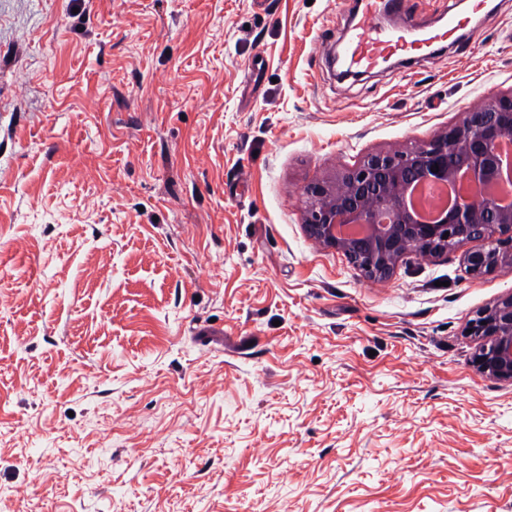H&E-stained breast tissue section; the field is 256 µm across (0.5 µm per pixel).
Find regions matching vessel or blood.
<instances>
[{
    "label": "vessel or blood",
    "mask_w": 512,
    "mask_h": 512,
    "mask_svg": "<svg viewBox=\"0 0 512 512\" xmlns=\"http://www.w3.org/2000/svg\"><path fill=\"white\" fill-rule=\"evenodd\" d=\"M385 13L393 18L387 29L377 23ZM468 23L463 16L449 17L446 25L427 31L419 40L415 37L419 23L401 11L400 0H365L363 15L347 37L344 66L349 71H367L380 68L398 53L430 54L434 45L455 39Z\"/></svg>",
    "instance_id": "1"
}]
</instances>
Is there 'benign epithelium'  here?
Instances as JSON below:
<instances>
[{"label":"benign epithelium","mask_w":512,"mask_h":512,"mask_svg":"<svg viewBox=\"0 0 512 512\" xmlns=\"http://www.w3.org/2000/svg\"><path fill=\"white\" fill-rule=\"evenodd\" d=\"M512 141V98L469 112L454 127L429 143L406 151L380 153L305 189V228L322 245L343 253L369 278H388L408 252L433 256L449 248L482 241L466 251L469 272L482 277L512 266V210L505 211L481 189L499 182L506 161L499 152ZM464 171L476 190L437 222L417 221L406 209V188L422 179L447 181ZM346 224H365L370 233L347 238L337 232ZM472 335L491 343L475 354L479 372L512 382V295L482 310L469 324Z\"/></svg>","instance_id":"benign-epithelium-1"}]
</instances>
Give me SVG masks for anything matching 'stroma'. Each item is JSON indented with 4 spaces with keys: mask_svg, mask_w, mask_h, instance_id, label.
<instances>
[{
    "mask_svg": "<svg viewBox=\"0 0 512 512\" xmlns=\"http://www.w3.org/2000/svg\"><path fill=\"white\" fill-rule=\"evenodd\" d=\"M356 0H0V512H512V266L366 278L307 184L512 96V0L341 75ZM486 321V325H481ZM471 336L489 338L475 354L479 372L500 381L512 382V295L482 310L468 326Z\"/></svg>",
    "mask_w": 512,
    "mask_h": 512,
    "instance_id": "35a3bbf8",
    "label": "stroma"
}]
</instances>
